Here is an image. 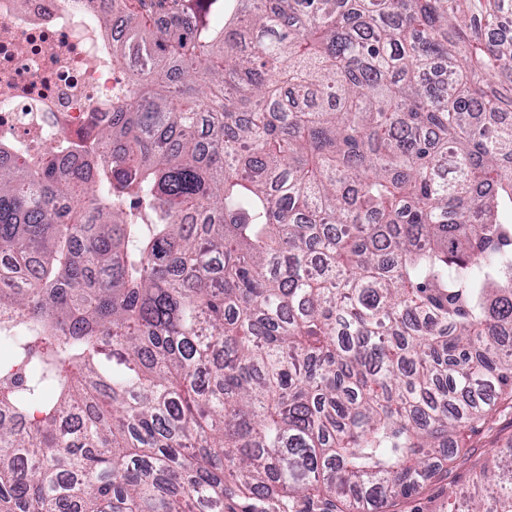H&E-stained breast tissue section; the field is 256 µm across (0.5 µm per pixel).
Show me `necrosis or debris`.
<instances>
[{
  "label": "necrosis or debris",
  "instance_id": "necrosis-or-debris-1",
  "mask_svg": "<svg viewBox=\"0 0 512 512\" xmlns=\"http://www.w3.org/2000/svg\"><path fill=\"white\" fill-rule=\"evenodd\" d=\"M112 22L86 0H0V140L36 155L110 111Z\"/></svg>",
  "mask_w": 512,
  "mask_h": 512
}]
</instances>
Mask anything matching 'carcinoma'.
<instances>
[{"label":"carcinoma","mask_w":512,"mask_h":512,"mask_svg":"<svg viewBox=\"0 0 512 512\" xmlns=\"http://www.w3.org/2000/svg\"><path fill=\"white\" fill-rule=\"evenodd\" d=\"M122 5L0 140V512H383L512 409V0Z\"/></svg>","instance_id":"1"}]
</instances>
